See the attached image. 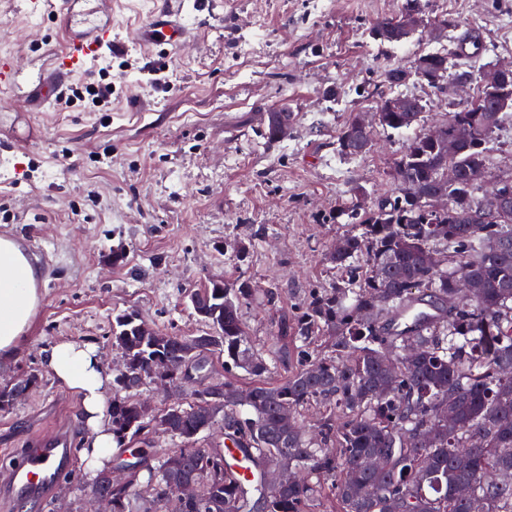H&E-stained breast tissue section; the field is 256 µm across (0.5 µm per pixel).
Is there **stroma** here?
<instances>
[{"label": "stroma", "instance_id": "35a3bbf8", "mask_svg": "<svg viewBox=\"0 0 512 512\" xmlns=\"http://www.w3.org/2000/svg\"><path fill=\"white\" fill-rule=\"evenodd\" d=\"M59 2L29 15L24 0H0V54L14 56L18 73L15 86L0 89V236L41 272L29 342L0 364V385L43 373L0 410V451L36 446L58 429L83 445L79 399L43 372L51 344H93L113 369L122 361L112 344L117 314L201 334L187 295L214 278L256 288L242 318L272 367L267 382H277L296 366L297 349L289 338L273 352L268 343L312 292L339 278L327 253L357 231L337 221V206L357 190L371 205L393 195L391 168L407 140L434 131L473 90L410 80L398 92L426 101L420 121L377 131L361 157L338 153L340 128L390 95L389 65L420 53L474 34L486 47L474 71L512 63V0H426L429 17H453L457 28L444 40L422 31L391 48L369 29L400 0H326L320 9L310 0H183L193 37L165 50L136 37L158 0H100L112 50L73 83L111 84V104L32 112L33 84L60 43ZM282 111L297 120L268 140L270 117ZM76 472L81 484L60 483L42 503L0 498V512H85L90 473Z\"/></svg>", "mask_w": 512, "mask_h": 512}]
</instances>
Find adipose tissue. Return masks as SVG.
<instances>
[{
	"instance_id": "adipose-tissue-1",
	"label": "adipose tissue",
	"mask_w": 512,
	"mask_h": 512,
	"mask_svg": "<svg viewBox=\"0 0 512 512\" xmlns=\"http://www.w3.org/2000/svg\"><path fill=\"white\" fill-rule=\"evenodd\" d=\"M39 273L11 239L0 237V361L14 359L27 344V333L40 303ZM44 364L66 391L81 399L87 431L80 460L91 471L107 469L116 443L108 412L112 374L95 347L63 339L46 352Z\"/></svg>"
}]
</instances>
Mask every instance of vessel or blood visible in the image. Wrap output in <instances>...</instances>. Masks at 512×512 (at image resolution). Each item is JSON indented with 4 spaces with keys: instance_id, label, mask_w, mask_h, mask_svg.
<instances>
[{
    "instance_id": "b4317fda",
    "label": "vessel or blood",
    "mask_w": 512,
    "mask_h": 512,
    "mask_svg": "<svg viewBox=\"0 0 512 512\" xmlns=\"http://www.w3.org/2000/svg\"><path fill=\"white\" fill-rule=\"evenodd\" d=\"M64 45L55 53L50 72L37 81L41 105L62 95L74 74L97 62L112 45L111 27L98 23L93 12L74 16L69 0H63ZM182 0H161L140 31L153 47L177 46L188 38L179 20ZM73 450L62 433H53L33 448L10 451V466L0 473V496L18 501L47 500L51 490L69 473Z\"/></svg>"
}]
</instances>
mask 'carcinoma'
Masks as SVG:
<instances>
[{"instance_id":"1","label":"carcinoma","mask_w":512,"mask_h":512,"mask_svg":"<svg viewBox=\"0 0 512 512\" xmlns=\"http://www.w3.org/2000/svg\"><path fill=\"white\" fill-rule=\"evenodd\" d=\"M425 27L424 0H403L398 14L378 21L372 38L380 46L410 40L418 28L403 30L405 17ZM456 26L441 16L429 27L435 36ZM479 74L476 95L448 113L440 135L416 136L405 145L391 178L396 195L368 207L360 198L336 210L355 221L360 233L341 239L328 255L344 272L332 287L314 293L281 336L302 343L298 367L281 381L261 380L268 371L247 336L243 304L255 291L246 281L208 282L190 292L195 314L207 331L181 336L151 327L133 312L116 316L112 344L121 350L125 372L151 381L156 358L178 362L189 348L256 377L245 390L224 381V414L205 420V392L188 406L166 412L181 447L150 464L153 441L140 414L138 391L116 375L112 385V435L127 452L138 446L126 485L112 491V512H313L320 498L335 500L336 512H467L454 490L467 485L484 498L485 512H512V480L495 485L491 475L512 472V178L501 180L509 195L502 206L477 196L485 177L488 146L507 112H512V76L502 84ZM415 78L443 92L448 83H471L473 72L443 51L414 58L411 67L393 65L384 81L391 88ZM426 105L412 96L384 98L378 123L365 127L352 116L337 134L346 157L371 149L376 130L403 131L420 120ZM454 171L447 206L434 211L443 167ZM443 247L445 263L433 267L429 255ZM361 258L363 265L353 261ZM475 280L480 295L461 294L457 281ZM426 303L436 312L412 329L390 331V317ZM323 347L308 350L311 340ZM418 345L416 359L404 349ZM394 361L388 369L384 356ZM311 404L323 413L311 428L298 423ZM451 407L455 426L430 443L422 435L435 426L442 408ZM247 409L249 417L241 415ZM220 426L213 448L198 447L199 435ZM244 450L251 479L238 475L225 441ZM380 457L378 468L366 465ZM288 459L301 480L268 490L264 471ZM200 488L194 498L173 491L180 479Z\"/></svg>"}]
</instances>
